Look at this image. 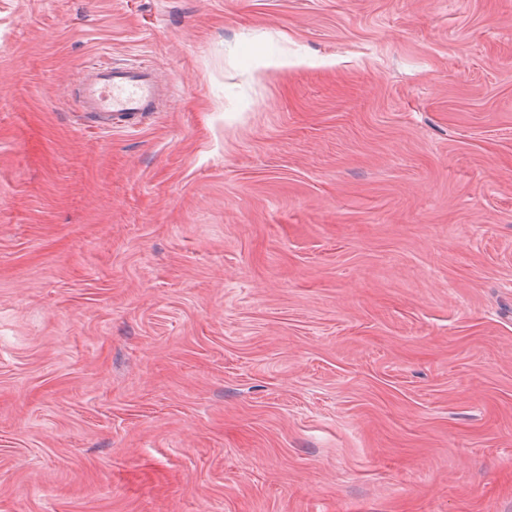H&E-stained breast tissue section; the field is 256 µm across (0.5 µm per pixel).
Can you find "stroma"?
<instances>
[{"mask_svg":"<svg viewBox=\"0 0 512 512\" xmlns=\"http://www.w3.org/2000/svg\"><path fill=\"white\" fill-rule=\"evenodd\" d=\"M0 512H512V0H0ZM76 112L103 132L132 130L163 111L164 82L149 65L96 60L77 79Z\"/></svg>","mask_w":512,"mask_h":512,"instance_id":"stroma-1","label":"stroma"}]
</instances>
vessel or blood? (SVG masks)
Listing matches in <instances>:
<instances>
[{"label":"vessel or blood","instance_id":"obj_1","mask_svg":"<svg viewBox=\"0 0 512 512\" xmlns=\"http://www.w3.org/2000/svg\"><path fill=\"white\" fill-rule=\"evenodd\" d=\"M76 82L77 112L104 132L135 129L163 109L164 82L148 65L96 60L81 69Z\"/></svg>","mask_w":512,"mask_h":512}]
</instances>
